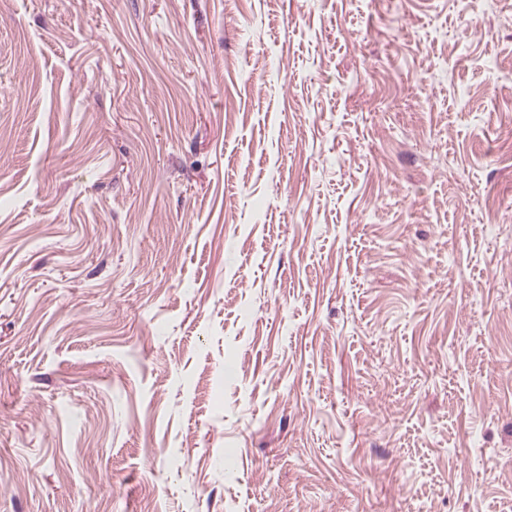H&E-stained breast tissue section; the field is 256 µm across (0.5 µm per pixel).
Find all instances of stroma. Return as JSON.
Returning a JSON list of instances; mask_svg holds the SVG:
<instances>
[{"mask_svg": "<svg viewBox=\"0 0 512 512\" xmlns=\"http://www.w3.org/2000/svg\"><path fill=\"white\" fill-rule=\"evenodd\" d=\"M0 512H512V0H0Z\"/></svg>", "mask_w": 512, "mask_h": 512, "instance_id": "obj_1", "label": "stroma"}]
</instances>
